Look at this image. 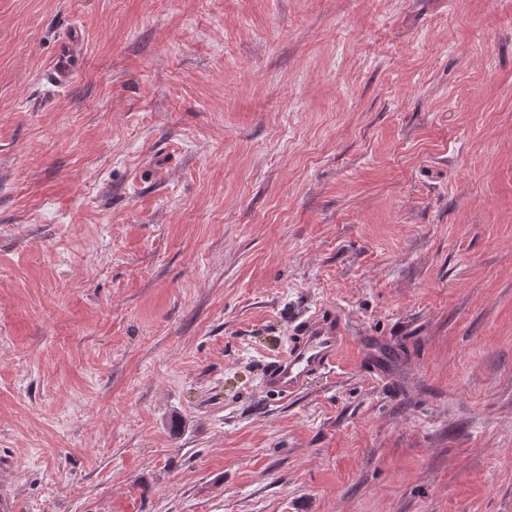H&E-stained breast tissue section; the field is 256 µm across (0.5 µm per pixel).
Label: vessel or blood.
<instances>
[{
  "label": "vessel or blood",
  "mask_w": 512,
  "mask_h": 512,
  "mask_svg": "<svg viewBox=\"0 0 512 512\" xmlns=\"http://www.w3.org/2000/svg\"><path fill=\"white\" fill-rule=\"evenodd\" d=\"M82 40L81 31L76 29L59 44L48 70L54 84L69 83L82 69ZM349 335L339 311L330 306L318 307L296 324L287 347L268 363L266 386L285 398L301 394L312 379L334 366Z\"/></svg>",
  "instance_id": "1"
}]
</instances>
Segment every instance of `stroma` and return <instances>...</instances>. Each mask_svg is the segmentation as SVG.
Here are the masks:
<instances>
[{
    "instance_id": "stroma-1",
    "label": "stroma",
    "mask_w": 512,
    "mask_h": 512,
    "mask_svg": "<svg viewBox=\"0 0 512 512\" xmlns=\"http://www.w3.org/2000/svg\"><path fill=\"white\" fill-rule=\"evenodd\" d=\"M0 487L512 512V0H0ZM82 40V32L74 29L72 34L58 45L48 70L49 78L54 84L69 83L82 69ZM284 351L268 363L265 385L284 398L301 394L315 377L334 366L349 342L350 330L343 315L320 306L294 328Z\"/></svg>"
}]
</instances>
